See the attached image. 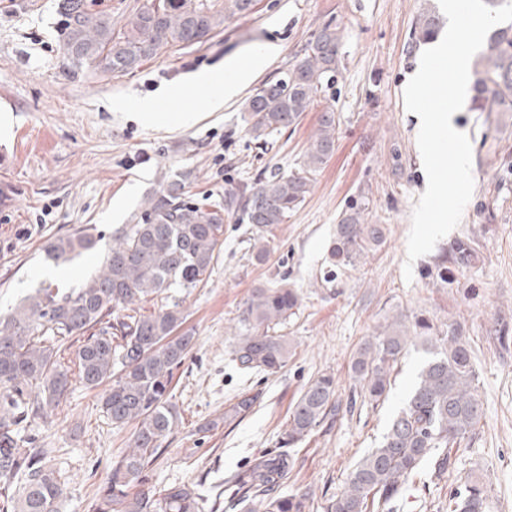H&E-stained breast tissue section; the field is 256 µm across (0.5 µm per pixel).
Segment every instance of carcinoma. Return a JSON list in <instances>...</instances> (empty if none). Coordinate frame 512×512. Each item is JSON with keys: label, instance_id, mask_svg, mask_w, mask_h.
<instances>
[{"label": "carcinoma", "instance_id": "cac0c4a2", "mask_svg": "<svg viewBox=\"0 0 512 512\" xmlns=\"http://www.w3.org/2000/svg\"><path fill=\"white\" fill-rule=\"evenodd\" d=\"M254 2L147 0L119 25L112 13L94 9L95 0H58L59 40L74 71L92 77L129 75L163 48L207 42L225 21L250 14ZM436 35L435 17L426 12L415 22L410 47ZM341 38L338 24H324L291 68L246 99L244 121L252 140L264 144L273 133L297 126L315 98L332 89L342 65ZM472 90L481 111L512 112V26L490 39ZM338 126L336 113L326 107L297 168L228 188L224 201L210 207L185 200L184 183L169 181L147 198L137 223L112 234V246L95 275L68 291L38 288L0 322V512H58L65 477L51 464L49 449L19 445L17 427L60 405L74 369L86 387H104L101 406L112 424L134 425L128 450L112 461L99 487L97 512H203L197 487L162 486L150 475L180 418L170 393L174 371L188 357L193 337L176 333L184 321L178 301L149 313L142 304L173 285L207 283L224 245L226 215L253 227L249 249L255 260L266 261L272 248L264 232L284 223L305 201L311 175L335 153ZM368 205L361 196L341 211L328 248L330 271L356 267L385 243V225L366 222ZM100 242L96 226L87 224L48 239L43 250L47 260L59 264L97 252ZM473 255V241L458 238L439 248L424 275L448 284ZM300 301L297 289L283 282L252 290L231 350L239 371L273 375L288 364L293 343L276 328L296 315ZM73 339L79 345L66 363L62 347ZM418 345L427 357L410 394L382 440L356 462L322 512H388L423 464L430 465L438 481L456 470V452L469 445L481 419L479 373L460 324H438L423 312L387 316L353 357V379L363 401L379 406L395 367L409 347ZM261 400V392L245 391L224 417L200 430L241 418ZM341 411L333 375L309 381L289 412L284 446H297ZM291 467L286 452L255 458L230 479L236 504L245 512H314L312 493H277ZM489 500L488 487L469 475L450 493L448 512H489Z\"/></svg>", "mask_w": 512, "mask_h": 512}]
</instances>
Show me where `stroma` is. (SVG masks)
Returning a JSON list of instances; mask_svg holds the SVG:
<instances>
[{
  "label": "stroma",
  "instance_id": "stroma-1",
  "mask_svg": "<svg viewBox=\"0 0 512 512\" xmlns=\"http://www.w3.org/2000/svg\"><path fill=\"white\" fill-rule=\"evenodd\" d=\"M438 0H257L251 14L220 26L204 44L164 48L128 76L88 79L71 72L56 35L57 0H0V113L11 117L0 134V186L14 198L0 206V316L42 286L75 288L95 273L100 254L56 266L42 251L54 234L96 225L103 246L134 223L148 196L174 177L201 204L261 172L293 169L324 107L339 121L336 152L313 177L305 202L268 233L267 263L251 259V227L226 219L224 247L207 284L169 288L179 301L194 346L175 370L173 398L180 421L153 468L160 484H200L206 498L223 492L236 472L263 452L280 448L288 409L313 378L329 372L336 397L357 396L349 371L359 345L393 311L426 312L460 323L479 372L482 419L458 469L448 480L409 484L392 512H448L462 476L476 472L490 490L491 512H512V344L495 338L498 322L512 324V112L488 114L473 105L453 116L472 145L474 191L452 237H470L476 256L450 284L425 278L429 256L405 280L407 238L427 176L404 85L419 64L408 50L417 16ZM341 23L343 65L331 96L316 98L297 127L273 134L266 149L251 141L241 118L244 96L208 107L200 72L223 71L265 42L280 48L254 84L291 68L311 34ZM182 87L184 112L198 120L144 124L133 115L142 99H163ZM369 200L367 221L387 228L385 244L356 268L328 274L327 247L338 216L358 194ZM297 288L301 306L281 332L297 348L279 373L243 375L231 360L233 331L243 303L258 284L279 278ZM424 355L410 351L383 405H356L326 421L292 448L283 494L305 491L316 501L339 492L354 464L377 445L403 405ZM246 390L262 391L259 406L231 423L221 418ZM100 392L72 380L65 401L44 419L19 426L22 444L51 449L67 479L59 512H92L112 462L127 448L132 426L104 416ZM220 419L218 428L200 427Z\"/></svg>",
  "mask_w": 512,
  "mask_h": 512
}]
</instances>
